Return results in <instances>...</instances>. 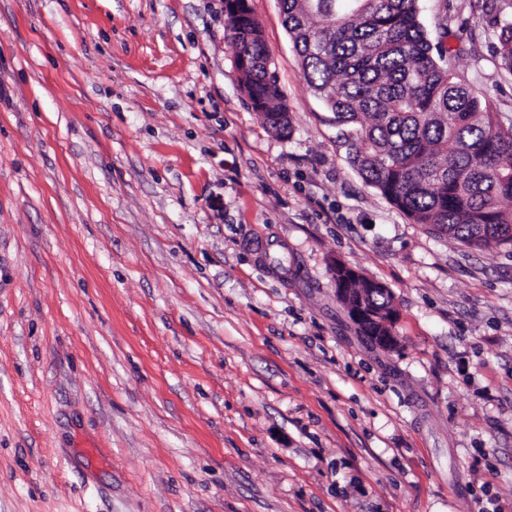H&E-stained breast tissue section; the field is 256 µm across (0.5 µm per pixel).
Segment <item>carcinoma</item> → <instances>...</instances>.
Masks as SVG:
<instances>
[{"label": "carcinoma", "mask_w": 512, "mask_h": 512, "mask_svg": "<svg viewBox=\"0 0 512 512\" xmlns=\"http://www.w3.org/2000/svg\"><path fill=\"white\" fill-rule=\"evenodd\" d=\"M312 92L349 128V162L413 223L481 249L512 248V121L454 79L419 21L418 0H280ZM512 0L487 6L495 53L512 72ZM228 44L268 128L292 132L275 66L245 5Z\"/></svg>", "instance_id": "carcinoma-1"}]
</instances>
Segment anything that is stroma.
Listing matches in <instances>:
<instances>
[{
	"instance_id": "1",
	"label": "stroma",
	"mask_w": 512,
	"mask_h": 512,
	"mask_svg": "<svg viewBox=\"0 0 512 512\" xmlns=\"http://www.w3.org/2000/svg\"><path fill=\"white\" fill-rule=\"evenodd\" d=\"M488 0H419L502 119ZM0 0V512H512V251L411 223L347 159L279 0ZM342 260L390 289L361 336ZM230 17L233 33L228 36V44L240 48L248 57V65L244 69L242 79L248 93L242 86L244 92L247 98L252 100L250 102H253L254 108L262 112L268 128L277 136L287 138L292 132L289 117L281 113H268L288 112V109L283 104L274 63L269 65V56L261 36L259 22L252 11L250 16L245 4H238L237 13ZM277 124L281 125L282 132L277 128ZM334 278L336 281V296L345 305L354 324L371 319L380 325L381 336H376L385 350L397 347L399 340L392 332V325L396 320L394 310L390 313L377 311L370 306L367 290L373 289V305L376 309H384L392 305L391 293L382 283L365 277L355 269L343 264L335 263ZM353 282L362 284L363 288H352Z\"/></svg>"
}]
</instances>
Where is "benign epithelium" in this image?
I'll return each instance as SVG.
<instances>
[{"label":"benign epithelium","instance_id":"obj_1","mask_svg":"<svg viewBox=\"0 0 512 512\" xmlns=\"http://www.w3.org/2000/svg\"><path fill=\"white\" fill-rule=\"evenodd\" d=\"M336 296L351 314L353 323H362L371 319L380 325L381 335L376 337L385 350L397 347L399 340L392 332L396 320L395 312L377 311L370 306L367 290L381 288L383 284L360 274L355 269L343 264L334 265Z\"/></svg>","mask_w":512,"mask_h":512}]
</instances>
